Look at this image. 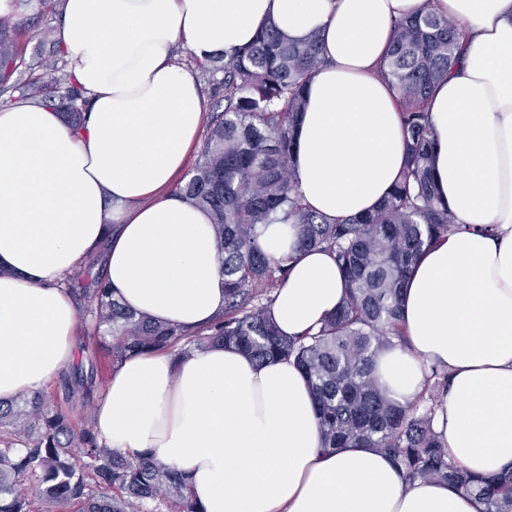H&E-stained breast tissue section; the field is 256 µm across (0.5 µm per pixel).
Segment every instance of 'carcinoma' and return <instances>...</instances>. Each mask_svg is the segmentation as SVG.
<instances>
[{"instance_id": "cac0c4a2", "label": "carcinoma", "mask_w": 512, "mask_h": 512, "mask_svg": "<svg viewBox=\"0 0 512 512\" xmlns=\"http://www.w3.org/2000/svg\"><path fill=\"white\" fill-rule=\"evenodd\" d=\"M461 49L457 24L446 17L426 10L397 22L380 73L398 97L404 170L374 212L336 221L303 202L291 168L303 91L323 63L319 33L293 43L269 26L238 54L197 63L203 80L224 91V105H212L199 158L177 190L211 216L224 313L193 333L140 316L113 297L102 266L89 261L78 307L90 340L82 347L84 359L62 373L53 392L0 401V512H61L68 504L77 512H143L147 501L154 512H202L175 466L147 453L113 451L99 441L85 407L100 389L101 346L115 366L141 351L164 349L179 359L220 344L258 361L297 364L315 398L323 451L375 448L411 481L451 482L477 496L482 512H512V465L476 474L448 459L434 430L448 372L433 369L434 384L412 402L396 398L374 374L382 352L406 344L400 317L407 275L426 247L455 228L433 180L426 102ZM23 63L14 30L0 19V95L62 110L69 123L80 125L83 96L68 75L58 78L65 90L54 103L38 83L12 80ZM267 224L293 225L300 248L329 251L343 273L342 301L314 334L286 336L272 317L286 268L259 244Z\"/></svg>"}]
</instances>
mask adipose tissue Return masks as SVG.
I'll use <instances>...</instances> for the list:
<instances>
[{"instance_id":"obj_1","label":"adipose tissue","mask_w":512,"mask_h":512,"mask_svg":"<svg viewBox=\"0 0 512 512\" xmlns=\"http://www.w3.org/2000/svg\"><path fill=\"white\" fill-rule=\"evenodd\" d=\"M469 36L427 102L433 176L458 224L405 283L407 347L377 359L400 400L447 370L434 429L478 474L512 465V0H65L54 37L87 103L81 128L32 105L0 109V401L42 391L73 360L78 311L64 281L97 248L115 298L188 331L224 311L214 227L176 190L204 125L196 72L273 24L322 38L292 168L306 205L331 219L375 210L405 164L397 97L379 64L395 23L422 8ZM260 244L286 261L273 318L317 329L343 276L328 252L297 250L290 226ZM100 438L182 472L203 512H479L447 482H406L373 448L325 453L294 361L221 346L181 360L143 351L115 366L94 415Z\"/></svg>"}]
</instances>
